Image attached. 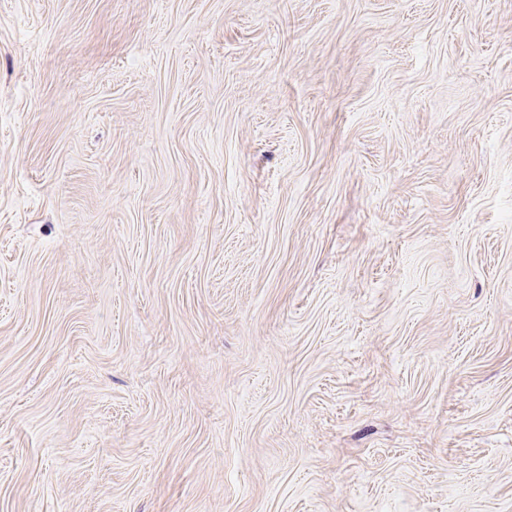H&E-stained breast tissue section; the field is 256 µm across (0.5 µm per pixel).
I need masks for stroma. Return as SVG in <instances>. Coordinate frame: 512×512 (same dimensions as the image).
I'll return each instance as SVG.
<instances>
[{
    "instance_id": "obj_1",
    "label": "stroma",
    "mask_w": 512,
    "mask_h": 512,
    "mask_svg": "<svg viewBox=\"0 0 512 512\" xmlns=\"http://www.w3.org/2000/svg\"><path fill=\"white\" fill-rule=\"evenodd\" d=\"M0 512H512V0H0Z\"/></svg>"
}]
</instances>
